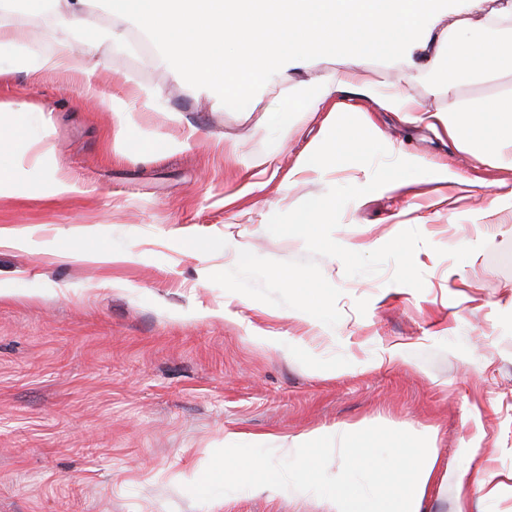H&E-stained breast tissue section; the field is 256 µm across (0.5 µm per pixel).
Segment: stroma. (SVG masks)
I'll use <instances>...</instances> for the list:
<instances>
[{"label": "stroma", "instance_id": "35a3bbf8", "mask_svg": "<svg viewBox=\"0 0 512 512\" xmlns=\"http://www.w3.org/2000/svg\"><path fill=\"white\" fill-rule=\"evenodd\" d=\"M501 3L472 11L443 0L437 26L464 22L468 38L494 37L486 19ZM91 9L101 31L95 103L81 97L78 76L0 60V101L24 107L1 118L15 128L12 155H40L42 183L0 192V226L32 239L0 248V512H326L323 498L293 490L199 504L184 484L229 437L282 456L299 435L373 425L434 448L421 512H457L463 486L468 512H512V172L475 160L443 130L345 96L391 156L427 172L348 203L333 238L367 253L418 229L423 290L391 283L390 264L349 277L339 259L318 258L342 291L331 328L226 292L201 277L236 265L225 239L264 258L304 259V242L270 234L269 218L329 187L366 185L372 170L297 171L321 143L328 110L292 113L280 133L261 111L198 95L106 0ZM0 23L52 45L49 19L26 0ZM357 65L353 53L327 54L262 94L296 100L316 76ZM362 65L433 110L512 86V74L477 78L450 95L429 67ZM145 88L158 110L144 107ZM115 94L138 108L137 150L105 110ZM159 140L170 150L156 149ZM56 179L75 192L54 194ZM195 236L213 248L187 250ZM470 245L466 261L449 257ZM96 250L119 260H89Z\"/></svg>", "mask_w": 512, "mask_h": 512}]
</instances>
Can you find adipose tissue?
Instances as JSON below:
<instances>
[{"label": "adipose tissue", "instance_id": "1", "mask_svg": "<svg viewBox=\"0 0 512 512\" xmlns=\"http://www.w3.org/2000/svg\"><path fill=\"white\" fill-rule=\"evenodd\" d=\"M29 8L51 19L56 32L80 33L84 44L37 48L0 27V58L46 71L63 70L83 80L82 95L96 96L90 59L99 36L90 0H26ZM113 15L132 19L154 43L164 47L198 93L241 108L263 109L268 122L287 127L293 112H317L336 105L355 90L388 112H413L418 121L442 127L462 151L481 161L512 156V89L489 105H465L455 111L419 106L383 75L354 73L319 76L303 100H264L260 87L287 83L290 70L303 68L328 49L365 56L384 50L409 69L430 43L449 45L434 54L439 85L451 91L474 78L512 74V38L471 42L462 36L434 33L432 22L441 0H108ZM430 448L415 449L406 480L382 494L353 482L328 498V512H420L436 468Z\"/></svg>", "mask_w": 512, "mask_h": 512}]
</instances>
